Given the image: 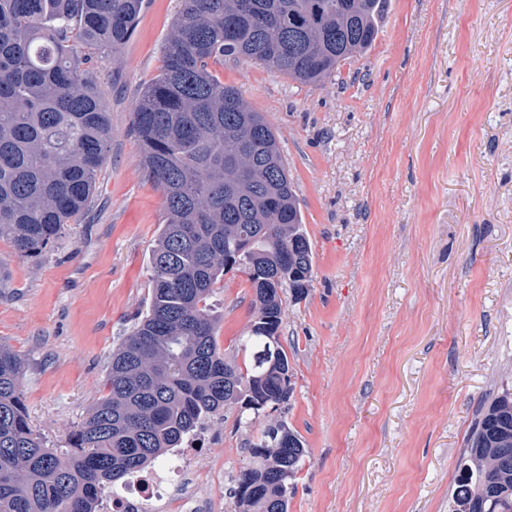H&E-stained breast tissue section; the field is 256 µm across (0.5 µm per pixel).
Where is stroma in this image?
<instances>
[{"mask_svg": "<svg viewBox=\"0 0 512 512\" xmlns=\"http://www.w3.org/2000/svg\"><path fill=\"white\" fill-rule=\"evenodd\" d=\"M179 10L143 0L127 43L99 55L112 141L80 223L36 258L0 240V342L25 357L29 424L57 450L149 298L165 210L132 123ZM215 71L277 134L314 275L283 295L287 406L249 424L223 411L196 488L233 512L246 438L283 418L308 450L288 512H451L483 404L512 391V0H389L372 48L315 85L253 61ZM252 298L241 272L216 286L227 353Z\"/></svg>", "mask_w": 512, "mask_h": 512, "instance_id": "35a3bbf8", "label": "stroma"}]
</instances>
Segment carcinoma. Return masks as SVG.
Wrapping results in <instances>:
<instances>
[{
    "mask_svg": "<svg viewBox=\"0 0 512 512\" xmlns=\"http://www.w3.org/2000/svg\"><path fill=\"white\" fill-rule=\"evenodd\" d=\"M158 74L134 113L147 180L166 218L149 257L147 309L112 352L104 389L63 457L30 426L26 360L0 342V512H95L234 406L288 403L284 288L304 295L312 249L278 138L213 74L226 58L320 83L365 54L387 0H180ZM141 0H0V239L41 255L91 202L112 128L96 80L102 49L131 35ZM253 290L243 364L216 342L209 299L230 265ZM234 512H288L307 448L286 420L247 441ZM459 508L512 512V393L482 412L459 464Z\"/></svg>",
    "mask_w": 512,
    "mask_h": 512,
    "instance_id": "carcinoma-1",
    "label": "carcinoma"
}]
</instances>
